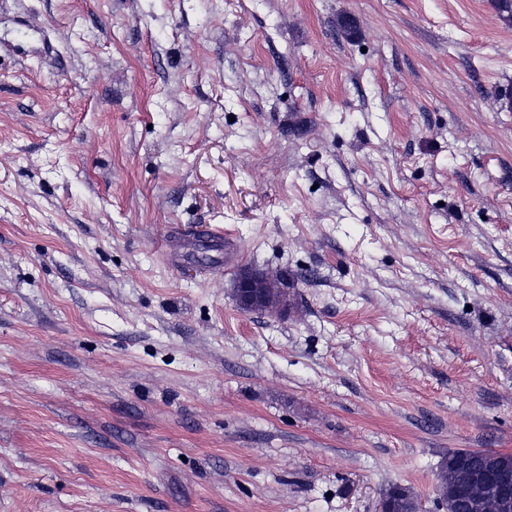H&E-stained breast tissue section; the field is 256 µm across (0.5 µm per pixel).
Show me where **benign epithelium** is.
Masks as SVG:
<instances>
[{
	"mask_svg": "<svg viewBox=\"0 0 512 512\" xmlns=\"http://www.w3.org/2000/svg\"><path fill=\"white\" fill-rule=\"evenodd\" d=\"M234 296L248 312L279 316L288 310V294L279 280L249 266L238 269ZM436 493L440 500L451 494L468 512H512V470L498 453L487 455L479 469L462 458L453 477L444 469L438 472Z\"/></svg>",
	"mask_w": 512,
	"mask_h": 512,
	"instance_id": "1",
	"label": "benign epithelium"
}]
</instances>
